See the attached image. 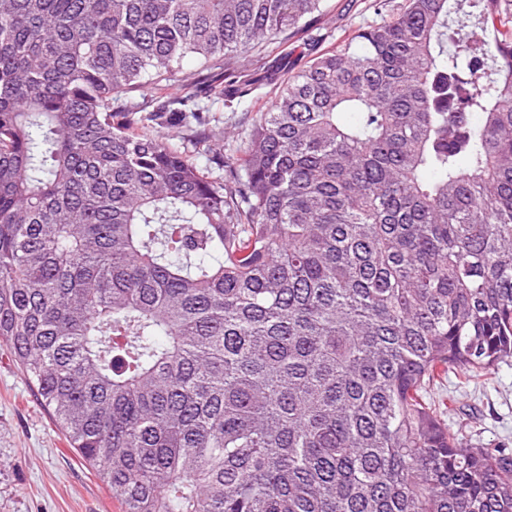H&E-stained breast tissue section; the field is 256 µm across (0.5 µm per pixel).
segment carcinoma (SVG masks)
Returning a JSON list of instances; mask_svg holds the SVG:
<instances>
[{"label":"carcinoma","instance_id":"cac0c4a2","mask_svg":"<svg viewBox=\"0 0 512 512\" xmlns=\"http://www.w3.org/2000/svg\"><path fill=\"white\" fill-rule=\"evenodd\" d=\"M324 15L0 0V341L122 512H512V454L428 393L512 360V0L270 75L220 177L116 115L186 57L183 111L232 98Z\"/></svg>","mask_w":512,"mask_h":512}]
</instances>
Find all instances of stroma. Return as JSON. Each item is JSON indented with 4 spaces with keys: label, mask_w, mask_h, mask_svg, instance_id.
<instances>
[{
    "label": "stroma",
    "mask_w": 512,
    "mask_h": 512,
    "mask_svg": "<svg viewBox=\"0 0 512 512\" xmlns=\"http://www.w3.org/2000/svg\"><path fill=\"white\" fill-rule=\"evenodd\" d=\"M402 0H325L321 32L336 43L363 26L391 17ZM270 86L255 84L251 96L225 101L198 94L202 121L180 112L154 109L155 91L147 87L131 103L141 130L168 137L199 166L221 174L224 153L239 149L254 128L257 102L271 100ZM451 397L445 422L461 442L487 448H512V361L491 373L461 383L448 376L439 388ZM0 512H121L96 471L70 448L26 374L0 342Z\"/></svg>",
    "instance_id": "35a3bbf8"
}]
</instances>
